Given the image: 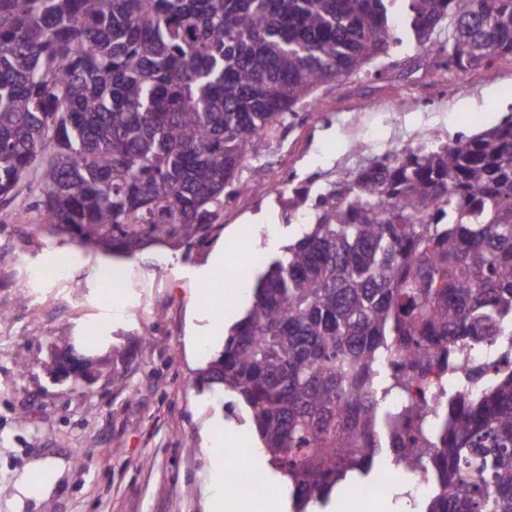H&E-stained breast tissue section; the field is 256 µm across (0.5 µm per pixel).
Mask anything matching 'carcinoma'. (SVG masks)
Here are the masks:
<instances>
[{
  "label": "carcinoma",
  "instance_id": "obj_1",
  "mask_svg": "<svg viewBox=\"0 0 512 512\" xmlns=\"http://www.w3.org/2000/svg\"><path fill=\"white\" fill-rule=\"evenodd\" d=\"M403 45L512 62V0H0V198L30 179L49 234L106 253L200 245L320 87ZM312 208L207 366L295 512L384 451L432 475L424 512H512V371L411 403L461 347L512 336V119L430 132Z\"/></svg>",
  "mask_w": 512,
  "mask_h": 512
}]
</instances>
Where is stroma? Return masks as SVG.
Here are the masks:
<instances>
[{"label": "stroma", "instance_id": "35a3bbf8", "mask_svg": "<svg viewBox=\"0 0 512 512\" xmlns=\"http://www.w3.org/2000/svg\"><path fill=\"white\" fill-rule=\"evenodd\" d=\"M378 68L380 77L318 91V109L261 159L269 190L242 174L204 245L116 257L14 223L27 183L0 201V512H206L217 478L207 432L248 438L246 464L267 470L246 407L214 395L199 374L224 348L217 325L231 327L249 306L236 283H256L257 257L296 238L302 219L286 217L288 197L300 187L318 193L422 132L450 140L512 116L511 62L446 73L430 55L400 50ZM268 224L275 237L264 236ZM220 252L227 263L217 273ZM106 268L121 271L123 288L102 290ZM34 269L46 276L28 295ZM208 287L229 293L231 316L203 303ZM44 469L50 483L22 489Z\"/></svg>", "mask_w": 512, "mask_h": 512}]
</instances>
